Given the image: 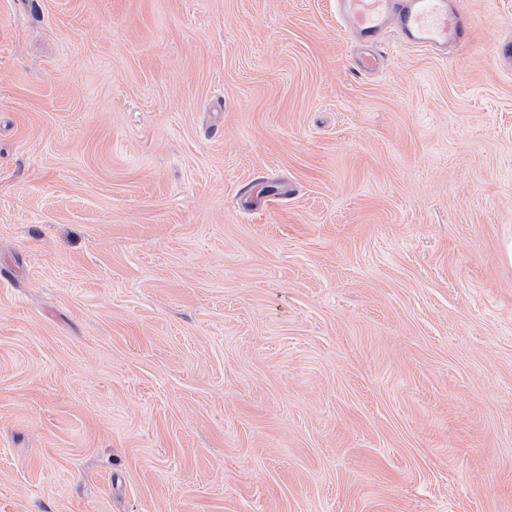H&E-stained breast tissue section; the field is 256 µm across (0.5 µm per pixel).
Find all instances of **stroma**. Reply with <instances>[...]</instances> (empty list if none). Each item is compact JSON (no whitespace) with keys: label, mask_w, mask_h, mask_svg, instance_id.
I'll use <instances>...</instances> for the list:
<instances>
[{"label":"stroma","mask_w":512,"mask_h":512,"mask_svg":"<svg viewBox=\"0 0 512 512\" xmlns=\"http://www.w3.org/2000/svg\"><path fill=\"white\" fill-rule=\"evenodd\" d=\"M0 0V512H512V0ZM344 31L366 48L357 69L375 71L380 64L376 49L387 31L407 46L422 52L447 51L469 41L471 17L452 0H334Z\"/></svg>","instance_id":"obj_1"}]
</instances>
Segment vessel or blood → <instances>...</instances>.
I'll return each instance as SVG.
<instances>
[{
  "label": "vessel or blood",
  "mask_w": 512,
  "mask_h": 512,
  "mask_svg": "<svg viewBox=\"0 0 512 512\" xmlns=\"http://www.w3.org/2000/svg\"><path fill=\"white\" fill-rule=\"evenodd\" d=\"M336 15L344 31L365 52L357 61L358 70L375 71L376 53L387 32H394L407 46L422 52L447 51L469 41L470 16L453 0H334Z\"/></svg>",
  "instance_id": "vessel-or-blood-1"
}]
</instances>
